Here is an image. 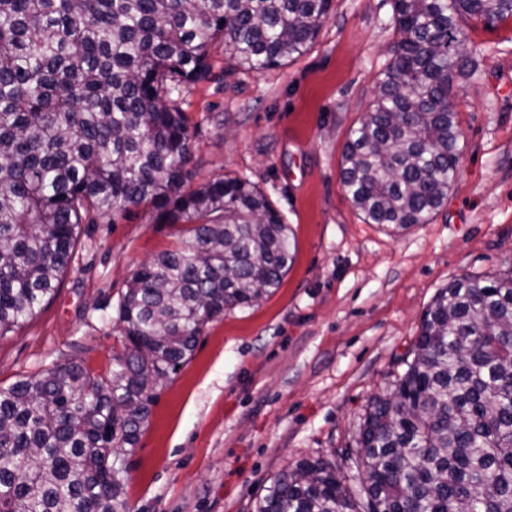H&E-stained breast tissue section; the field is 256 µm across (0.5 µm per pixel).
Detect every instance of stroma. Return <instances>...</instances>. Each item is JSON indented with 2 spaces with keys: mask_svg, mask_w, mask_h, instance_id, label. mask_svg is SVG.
Instances as JSON below:
<instances>
[{
  "mask_svg": "<svg viewBox=\"0 0 512 512\" xmlns=\"http://www.w3.org/2000/svg\"><path fill=\"white\" fill-rule=\"evenodd\" d=\"M463 27L480 57L461 93L458 175L447 204L400 233L365 223L341 182L343 146L388 61L391 0H331L312 47L259 72L212 47L209 78L181 94L192 181L258 186L292 230L294 261L258 305L208 322L155 387L134 452L119 455L128 512H253L303 458L362 483L365 408L404 373L427 306L454 278L512 257V18ZM178 233L143 207L81 224L55 295L0 338V385L63 360L106 373L127 280Z\"/></svg>",
  "mask_w": 512,
  "mask_h": 512,
  "instance_id": "1",
  "label": "stroma"
}]
</instances>
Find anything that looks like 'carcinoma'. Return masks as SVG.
I'll use <instances>...</instances> for the list:
<instances>
[{"instance_id": "obj_1", "label": "carcinoma", "mask_w": 512, "mask_h": 512, "mask_svg": "<svg viewBox=\"0 0 512 512\" xmlns=\"http://www.w3.org/2000/svg\"><path fill=\"white\" fill-rule=\"evenodd\" d=\"M330 0H0V338L33 318L89 216L151 207L183 224L117 309L125 354L105 377L75 361L0 386V512H126L117 449L134 450L152 391L202 327L253 307L294 260L290 228L249 181L190 186L182 90L212 46L247 72L305 54ZM390 60L342 150L365 223L404 230L448 202L463 133L454 89L479 64L460 22L512 0H392ZM512 265L462 276L423 315L392 393L365 414L360 505L336 466L302 459L256 512H512Z\"/></svg>"}]
</instances>
